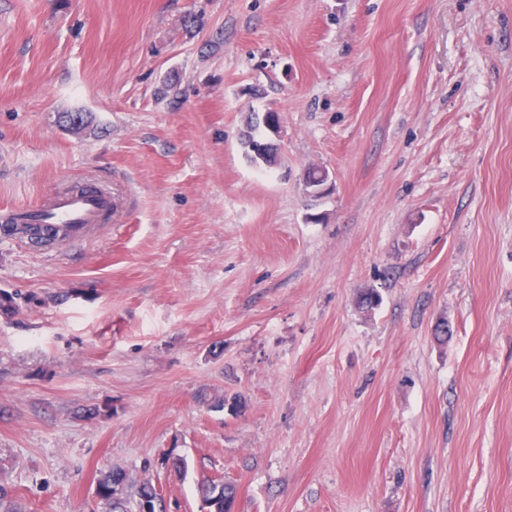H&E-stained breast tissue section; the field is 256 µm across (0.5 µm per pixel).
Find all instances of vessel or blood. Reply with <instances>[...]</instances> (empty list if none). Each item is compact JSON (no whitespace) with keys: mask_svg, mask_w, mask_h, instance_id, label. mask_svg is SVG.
Returning a JSON list of instances; mask_svg holds the SVG:
<instances>
[{"mask_svg":"<svg viewBox=\"0 0 512 512\" xmlns=\"http://www.w3.org/2000/svg\"><path fill=\"white\" fill-rule=\"evenodd\" d=\"M112 210V198L99 190L67 191L55 195L47 207H16L0 213V225L13 227L14 240L27 242L28 237L16 230L17 225H46L56 237L70 241L83 237L102 223Z\"/></svg>","mask_w":512,"mask_h":512,"instance_id":"1","label":"vessel or blood"}]
</instances>
